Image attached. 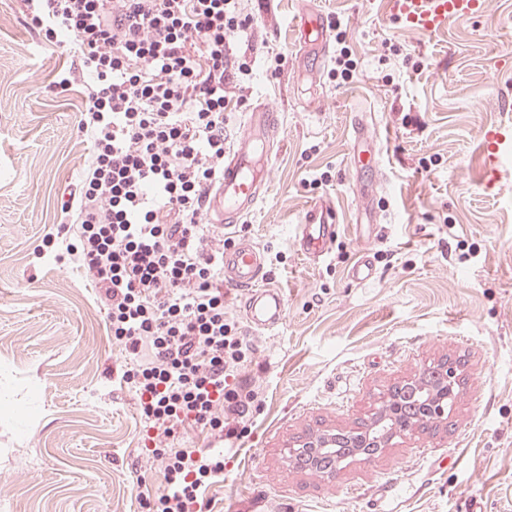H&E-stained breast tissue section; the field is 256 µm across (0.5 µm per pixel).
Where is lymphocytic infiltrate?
Returning <instances> with one entry per match:
<instances>
[{
  "label": "lymphocytic infiltrate",
  "mask_w": 512,
  "mask_h": 512,
  "mask_svg": "<svg viewBox=\"0 0 512 512\" xmlns=\"http://www.w3.org/2000/svg\"><path fill=\"white\" fill-rule=\"evenodd\" d=\"M41 39L68 44L54 85L83 88L78 123L92 143L80 187L46 247L97 288L129 355L142 451L163 466L146 512H196L224 456L173 447L185 424L230 438L254 392L231 381L247 345L224 313L223 236L204 201L224 172V111L244 99L257 59L234 52L254 19L239 0H23Z\"/></svg>",
  "instance_id": "1"
}]
</instances>
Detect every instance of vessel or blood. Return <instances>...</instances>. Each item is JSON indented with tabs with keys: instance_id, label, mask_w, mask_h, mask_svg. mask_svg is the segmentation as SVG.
I'll return each mask as SVG.
<instances>
[{
	"instance_id": "1",
	"label": "vessel or blood",
	"mask_w": 512,
	"mask_h": 512,
	"mask_svg": "<svg viewBox=\"0 0 512 512\" xmlns=\"http://www.w3.org/2000/svg\"><path fill=\"white\" fill-rule=\"evenodd\" d=\"M398 19L409 29L432 32L448 22L478 12L483 0H394ZM298 41L313 60L328 56L330 34L323 16L304 10L297 18ZM278 127L276 113L258 107L248 113L245 131L224 156V174L207 197L206 217L217 229L230 231L251 213L265 197L269 170L262 147ZM512 152V131L488 134L486 159L498 162ZM336 237V209L331 202L319 201L309 207L295 229L296 250L312 261L320 260ZM225 286L245 291L244 317L251 328L271 331L282 322L286 300L281 289L264 283V254L249 240L239 241L224 252Z\"/></svg>"
}]
</instances>
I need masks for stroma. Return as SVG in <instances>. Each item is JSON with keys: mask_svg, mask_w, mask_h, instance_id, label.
Listing matches in <instances>:
<instances>
[{"mask_svg": "<svg viewBox=\"0 0 512 512\" xmlns=\"http://www.w3.org/2000/svg\"><path fill=\"white\" fill-rule=\"evenodd\" d=\"M240 7L255 18L257 56L283 60L224 113L231 141L257 106L280 119L269 190L233 236L263 248L286 311L274 331H254L243 293H224L250 347L237 378L257 397L224 417L241 432L203 512H512V167L492 171L484 154L489 132L512 127V0L435 33L400 24L393 0ZM308 8L341 35L332 48H347L349 74L303 58L295 20ZM66 62L21 0H0V512H144L161 474L120 383L127 354L76 264L36 256L91 155L80 86H53ZM355 112L370 168L353 166ZM370 184L379 221L359 224ZM320 200L336 207L337 235L311 262L291 236ZM364 251L375 275L357 283L348 269ZM449 359L464 382L447 424L329 476L290 463L300 437L359 428L392 385Z\"/></svg>", "mask_w": 512, "mask_h": 512, "instance_id": "obj_1", "label": "stroma"}]
</instances>
